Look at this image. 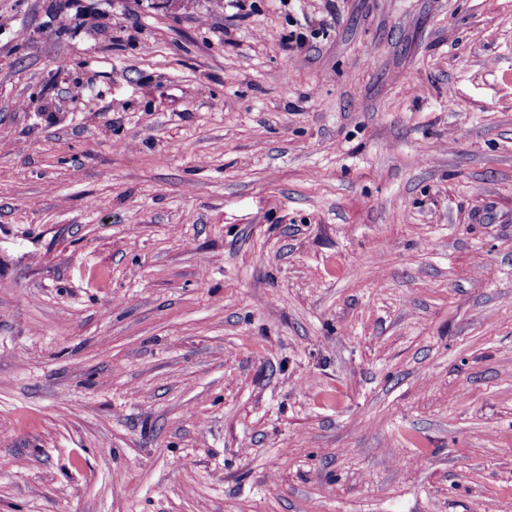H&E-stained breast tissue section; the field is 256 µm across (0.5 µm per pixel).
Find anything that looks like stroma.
Instances as JSON below:
<instances>
[{
	"label": "stroma",
	"instance_id": "stroma-1",
	"mask_svg": "<svg viewBox=\"0 0 512 512\" xmlns=\"http://www.w3.org/2000/svg\"><path fill=\"white\" fill-rule=\"evenodd\" d=\"M0 512H512V0H0Z\"/></svg>",
	"mask_w": 512,
	"mask_h": 512
}]
</instances>
